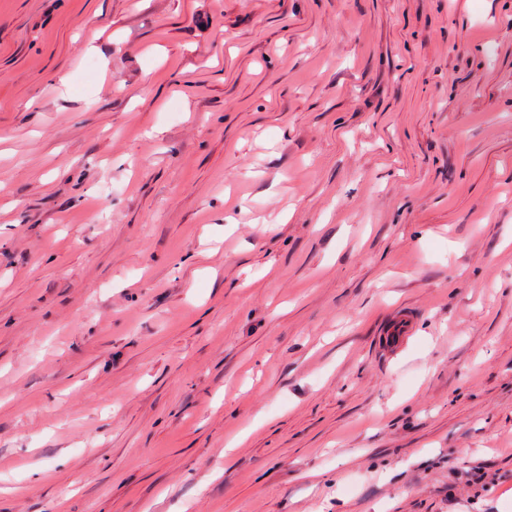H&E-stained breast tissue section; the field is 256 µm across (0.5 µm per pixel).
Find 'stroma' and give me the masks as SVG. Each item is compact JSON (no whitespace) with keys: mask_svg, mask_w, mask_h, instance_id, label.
<instances>
[{"mask_svg":"<svg viewBox=\"0 0 512 512\" xmlns=\"http://www.w3.org/2000/svg\"><path fill=\"white\" fill-rule=\"evenodd\" d=\"M0 512H512V0H0ZM414 334V316L406 310H399L379 333V347L386 355H397L408 344Z\"/></svg>","mask_w":512,"mask_h":512,"instance_id":"obj_1","label":"stroma"}]
</instances>
